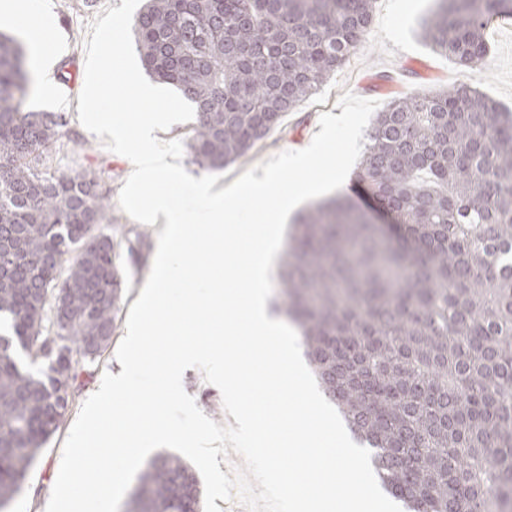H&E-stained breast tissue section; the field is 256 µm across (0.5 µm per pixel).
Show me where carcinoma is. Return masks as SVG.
Instances as JSON below:
<instances>
[{"instance_id": "1", "label": "carcinoma", "mask_w": 512, "mask_h": 512, "mask_svg": "<svg viewBox=\"0 0 512 512\" xmlns=\"http://www.w3.org/2000/svg\"><path fill=\"white\" fill-rule=\"evenodd\" d=\"M374 2L147 0L132 31L150 76L194 107L190 161L215 172L363 47ZM497 16L512 0H435L422 37L472 67ZM30 94L26 47L0 34V510L115 337L124 292L108 193L50 169L66 120ZM357 179L399 235L346 197L300 215L280 284L304 356L408 512H512V112L468 87L395 97ZM16 345L48 370L19 369ZM126 512H204L198 477L158 456Z\"/></svg>"}]
</instances>
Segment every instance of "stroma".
<instances>
[{
    "mask_svg": "<svg viewBox=\"0 0 512 512\" xmlns=\"http://www.w3.org/2000/svg\"><path fill=\"white\" fill-rule=\"evenodd\" d=\"M33 11L49 10L56 27L58 61L70 64L72 80L59 86L55 68L43 70V84L30 97L33 107L64 114V135L53 148L52 169L73 173L95 171L109 191L112 213L118 224L117 237L132 242L140 253L137 262L128 264L126 304H133L141 293L157 249L155 227L139 223L119 205V193L133 168L125 157L107 150L96 135L78 119V96L84 85L86 40L93 21L107 8L122 0H28ZM432 6V0H375L374 17L365 44L325 82L320 90L287 113L281 125L249 156L227 166L217 182L226 187L247 169L265 162L285 150L308 146L319 132V117L339 114L338 100L345 92L387 105L395 94L439 93L460 86H471L512 109V19L493 25L486 35L488 53L476 67L459 65L453 58L436 54L420 36L418 22ZM115 348L86 364L79 381L81 390L64 416L59 429L42 449L29 470L20 494L0 512H43L56 481L63 443L84 401L98 390L104 372L120 368ZM183 386L201 411L218 425L231 423L217 387L206 382L199 369L185 371Z\"/></svg>",
    "mask_w": 512,
    "mask_h": 512,
    "instance_id": "obj_1",
    "label": "stroma"
}]
</instances>
